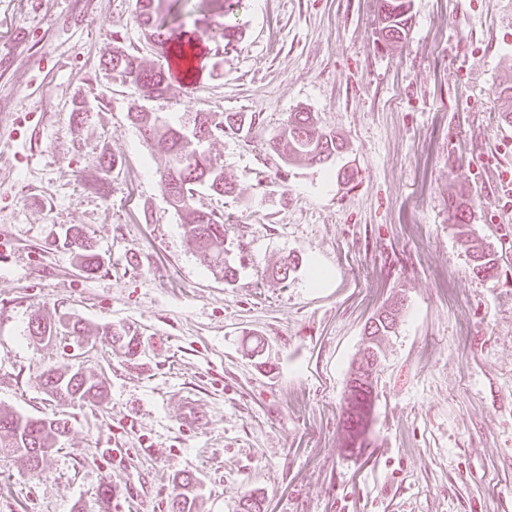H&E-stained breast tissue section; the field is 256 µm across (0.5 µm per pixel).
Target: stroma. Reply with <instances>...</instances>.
<instances>
[{"instance_id": "stroma-1", "label": "stroma", "mask_w": 512, "mask_h": 512, "mask_svg": "<svg viewBox=\"0 0 512 512\" xmlns=\"http://www.w3.org/2000/svg\"><path fill=\"white\" fill-rule=\"evenodd\" d=\"M182 14L236 37L210 44L196 86L147 100L99 66L117 47L157 65L135 0H0V410L70 425L40 468L0 459V512H96L104 484L111 512H170L185 474L202 512H240L249 495L264 512H512V123L497 94L512 78V0H412L388 48L377 0H240L227 16L186 0ZM78 99L92 110L76 131ZM140 110L255 115L203 144L234 193L195 197L234 226L235 285L189 248L165 157L129 119ZM300 110L345 151L284 163L270 144ZM104 154L121 162L106 199ZM464 191L473 235L499 255L491 278L448 219ZM73 225L102 258L96 276ZM290 255L301 266L283 283L271 270ZM395 302L354 431L350 367ZM37 314L89 332L31 338ZM119 325L136 355L111 345ZM67 366L104 375V405L46 394L42 373ZM186 395L203 423L183 421ZM69 231L72 239L71 245L77 250L82 271L87 276H93L102 266L100 255L84 244L82 230L77 225L71 226ZM383 314H385L384 317ZM398 314V305H394L393 307L391 306L387 308L385 311L381 312L377 317H374L372 323L370 324L369 329L371 330L369 332H367V329L365 330V337L363 339L365 351L372 350V353L377 355L380 358V361L383 357V351L381 349L382 339L385 336L395 334V329L397 328L398 325V319L396 318ZM374 323H376L375 326H373Z\"/></svg>"}]
</instances>
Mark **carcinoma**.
Listing matches in <instances>:
<instances>
[{"instance_id":"carcinoma-1","label":"carcinoma","mask_w":512,"mask_h":512,"mask_svg":"<svg viewBox=\"0 0 512 512\" xmlns=\"http://www.w3.org/2000/svg\"><path fill=\"white\" fill-rule=\"evenodd\" d=\"M136 19L145 38L161 58H168V35L166 15L161 13V0H136ZM411 0H379V30L387 29L394 33L386 45L399 43L407 36L412 19ZM100 66L112 78L135 87L141 94L163 95L170 83L169 70L163 65L147 69L135 54L114 49L100 59ZM130 121L143 138L158 147L166 156V164L161 177L164 197L178 214L184 229L187 244L208 266L222 275L224 282L233 285L238 281L239 270L226 258L225 241L231 233L232 225L224 217L212 212L199 210L194 205V196L200 188H206L219 195L234 192L233 183L224 176V168L201 150V144L214 134L237 133L246 126V117L241 112H226L219 116L212 112H183L175 122L162 119L154 112L137 111L130 113ZM288 149V161H304L311 165H321L339 154L344 143L330 131L321 129L312 112L290 114L282 131L272 140L271 148L280 152L279 144ZM116 163L115 158H100L98 166L103 178L96 181V189L107 197L112 192L108 173ZM449 220L458 226L461 243L473 262V271L487 278L497 270L496 253L489 246L472 237L465 226L470 223L471 212L465 194L449 205ZM71 245L76 248L82 271L92 276L97 273L102 262L100 255L84 244L82 230L70 227ZM398 306L386 309V315L373 319L374 325L364 333L365 350L383 357L381 342L383 337L395 333L398 325ZM65 329L71 336H79L85 331L82 320L68 319L57 326L37 316L29 322V334L36 338H52ZM110 341L135 352L137 343L123 326L114 327L108 332ZM43 386L47 393L59 399H69L92 405L103 403L108 395L105 379L91 372L78 369L63 371L48 370L42 374ZM371 398L357 390L347 392L348 419L361 425L365 409ZM68 433L67 422L58 419L32 418L19 413L0 411V457H27L34 461L33 468L44 464L47 457L57 449V444ZM194 479L186 475L177 483V491L172 498L171 512H197Z\"/></svg>"}]
</instances>
